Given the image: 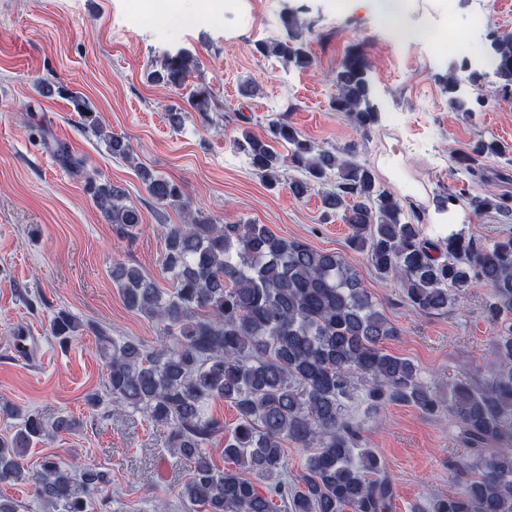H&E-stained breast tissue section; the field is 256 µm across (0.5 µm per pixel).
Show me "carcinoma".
Wrapping results in <instances>:
<instances>
[{
    "label": "carcinoma",
    "mask_w": 512,
    "mask_h": 512,
    "mask_svg": "<svg viewBox=\"0 0 512 512\" xmlns=\"http://www.w3.org/2000/svg\"><path fill=\"white\" fill-rule=\"evenodd\" d=\"M282 23L285 35L258 44L257 51L301 69L311 66L297 12L283 14ZM490 38L484 66L502 91H512V32ZM195 64L189 51L178 50L165 57L154 79L178 88ZM369 69L364 49L353 46L340 63L331 102L364 132L381 120L370 103ZM446 87L450 105L471 112L470 103L456 96L452 70ZM68 98L83 128L111 156L132 158L130 143L105 130L85 98L73 92ZM189 105L206 123L219 109L207 87L193 90ZM268 133L265 140L244 130L231 139L232 147L271 188L285 168L297 172L288 187L299 198L336 177L322 195L323 207L342 213L350 249L364 254L381 277L399 279L414 310L446 312L473 286L491 288L481 311L496 336L489 377L457 382L448 398L439 397L422 384L411 360L383 347L399 330L344 255L278 237L263 224H216L194 214L181 183L141 166L149 196L183 210L187 220L165 232L162 267L170 290L156 287L137 265L112 266L124 305L159 329L154 345L95 329L113 411L141 413L168 429L169 453L192 464L179 493L191 512H387L391 481L374 451L360 447L359 428L345 413L360 384L375 411L410 403L428 417L446 413L459 427L468 457L448 460L459 489L434 499L429 512H512V235L481 241L460 229L426 238L421 225L405 218L400 200L356 159L355 148L340 156L277 117L268 121ZM483 155L506 152L497 141H480L458 153V170L474 173ZM85 190L118 237L139 233L141 212L121 187L89 178ZM469 205L476 213L512 214L511 196L473 194ZM82 327L63 310L50 320L51 335L62 343ZM217 399L233 405L234 423L210 412ZM0 413L18 415L8 403ZM20 419L12 436L0 438V482L30 485L46 512H87L88 502L104 491L99 467L63 466L52 456L35 470L23 463L51 434H74L82 423L70 417L49 423L35 412ZM218 437L224 439L222 458L232 465L228 470L210 452ZM285 441L313 449L294 485L284 479ZM251 475L270 481L268 493H259Z\"/></svg>",
    "instance_id": "obj_1"
}]
</instances>
